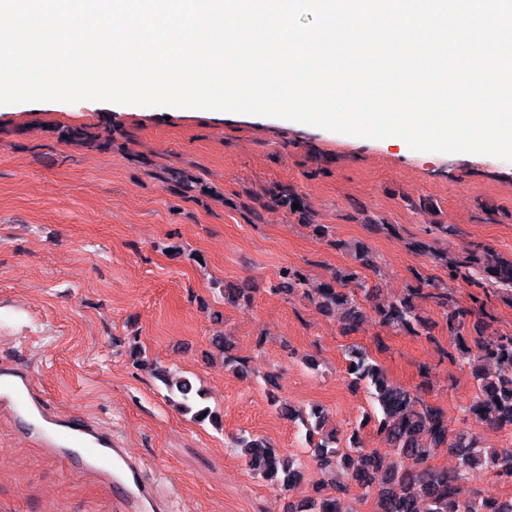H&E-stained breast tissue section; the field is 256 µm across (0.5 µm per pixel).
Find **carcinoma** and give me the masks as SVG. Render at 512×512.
<instances>
[{
    "instance_id": "obj_1",
    "label": "carcinoma",
    "mask_w": 512,
    "mask_h": 512,
    "mask_svg": "<svg viewBox=\"0 0 512 512\" xmlns=\"http://www.w3.org/2000/svg\"><path fill=\"white\" fill-rule=\"evenodd\" d=\"M62 137L80 143L89 141L104 150L112 148L110 130L104 135L91 136L82 128H69L62 131ZM272 203L288 209L297 203V212H306L301 198L288 193L286 188L272 194ZM441 261L451 278L464 268L478 275L477 285L486 281L512 293V257H497L486 263L475 249L458 257H443ZM275 291L289 296L299 292L321 311L339 313L338 320L346 334L363 322L366 315L364 303L376 295V289L369 287L354 267L334 270L331 278L316 288L308 287V279L302 273L285 267L280 272ZM424 301H432L443 309L451 333L457 335L465 327L470 311L453 300L444 284L431 280H420L418 286L407 289L403 298L378 304L374 309L383 325L419 335L426 329L425 320L419 313V306ZM472 301L483 315L473 325L474 331L479 336L491 335L494 317L483 311L479 297L472 296ZM212 344L224 359V367L237 373L246 371V361L234 353L231 337L217 335L212 338ZM478 347L477 364L472 368L477 392L468 412L477 421L511 430L512 336L498 335ZM348 367L352 386H365L377 403L380 412L378 430L385 434L388 451L400 458V464L384 466L385 453L379 448L364 447L356 431L349 445L336 446L335 435L323 433L325 414L322 406L312 404L305 409L288 406L285 408L288 419L299 422L305 429L309 458L323 469L348 471L354 482L374 493L376 512H462L466 505L469 512H488L485 503L461 496V485L489 469L512 479V450L506 448L486 454L473 440L452 433L442 408L424 402L417 392L390 382L366 351L351 350ZM156 374L166 386L169 401L178 409L192 414L195 419L204 414L217 422L211 408L202 404L205 400L203 391L194 388L189 378L160 370ZM235 446L249 467L276 488L289 491L303 480L302 463L281 455L264 438L242 433L236 438ZM438 448L455 453L459 467L452 471L430 467L428 461ZM336 490L335 494H327L316 489L315 498L310 500V508L305 512H348L342 497L345 488L338 486Z\"/></svg>"
}]
</instances>
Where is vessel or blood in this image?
I'll return each mask as SVG.
<instances>
[{
  "mask_svg": "<svg viewBox=\"0 0 512 512\" xmlns=\"http://www.w3.org/2000/svg\"><path fill=\"white\" fill-rule=\"evenodd\" d=\"M33 414L44 421L43 429L28 430L37 447L62 458L69 449H83L84 474L117 491V512H160L162 498L158 489L145 478L142 464L128 454L119 439L93 421L79 419L58 424L48 415L30 375L12 365H1L0 415L21 424Z\"/></svg>",
  "mask_w": 512,
  "mask_h": 512,
  "instance_id": "obj_1",
  "label": "vessel or blood"
}]
</instances>
